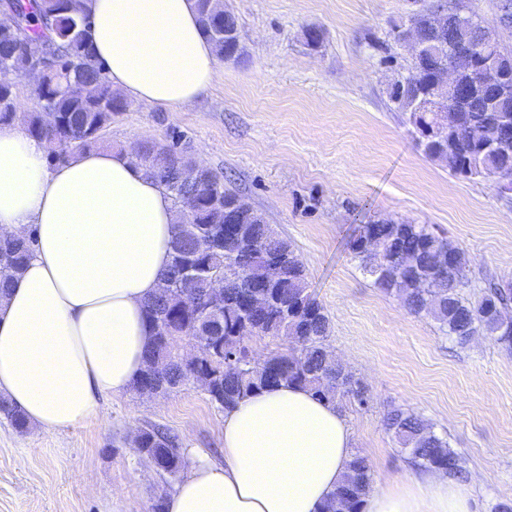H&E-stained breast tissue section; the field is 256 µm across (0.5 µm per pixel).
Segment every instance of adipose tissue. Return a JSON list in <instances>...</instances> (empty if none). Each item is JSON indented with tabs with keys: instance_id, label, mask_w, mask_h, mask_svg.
<instances>
[{
	"instance_id": "obj_1",
	"label": "adipose tissue",
	"mask_w": 512,
	"mask_h": 512,
	"mask_svg": "<svg viewBox=\"0 0 512 512\" xmlns=\"http://www.w3.org/2000/svg\"><path fill=\"white\" fill-rule=\"evenodd\" d=\"M90 49L113 88L176 109L213 83L217 58L195 0H91ZM167 192L127 151L49 166L45 141L0 125V229L32 235L31 257L0 297V394L42 431L101 419L130 391L150 339L145 302L177 231ZM224 461L187 459L165 512H322L354 453L337 406L282 384L224 414ZM362 512H472L465 485L415 471L368 493Z\"/></svg>"
}]
</instances>
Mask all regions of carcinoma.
Listing matches in <instances>:
<instances>
[{"instance_id": "1", "label": "carcinoma", "mask_w": 512, "mask_h": 512, "mask_svg": "<svg viewBox=\"0 0 512 512\" xmlns=\"http://www.w3.org/2000/svg\"><path fill=\"white\" fill-rule=\"evenodd\" d=\"M422 2L415 23L395 26L394 36L399 41L409 36L419 39L426 45V54L391 87L390 99L398 111L408 114L416 145L428 159L448 164L454 176L493 178L504 159L512 157V135L494 148L487 147L502 126L512 128V93L490 106L488 98L480 95L462 102L456 87L448 86V107L462 106L460 114L471 134L463 138L449 131L443 141L432 144L421 139L420 127L434 123L437 112L419 109V102L420 93L435 79V67L447 62L461 45L478 65L499 68L512 78V58L495 46L492 27L494 22L512 24V0H500L492 23L449 0L448 28L441 32L433 30L427 18L431 2ZM11 4L18 25L0 27V63L13 74L25 75L44 59L56 65V71L44 85L28 90L35 109L21 116L13 85L0 77V124L20 120L30 135L49 144V157L55 162L96 147L112 118L125 111L126 100L112 88L103 64L89 50L88 0H11ZM196 7L201 30L215 56L238 57L241 49L233 37L238 19L224 7V0H196ZM47 110L56 114L52 127L45 121ZM183 139L184 135L174 134L171 144L163 146L144 141L134 157L170 193L177 211L185 213V222L177 227L162 278L169 288L155 293L145 305L151 336L132 390L150 396L156 384L163 385L164 394L191 385L226 411L256 391L287 383L307 388L334 405L339 394L367 405L364 388L354 380L339 381L342 370L331 364L326 344L329 318L308 289V271L299 255L262 214L225 187L223 175L205 168L199 181H184L183 170L196 163ZM363 230L377 240L381 250L370 252L356 239L351 251L372 277L374 287L396 293L409 314L431 317L440 332L460 345L482 330L512 349V334H505L502 324L485 309L491 302L508 307L511 280L491 283L482 297L468 300L463 291L470 287L469 260L433 225L382 218ZM30 251L24 238L0 232L1 295L24 270ZM274 261L284 272L272 280L266 277L265 268ZM215 275L224 276V298L213 309L207 295L210 277ZM267 337L281 344L257 365L247 341ZM179 339L195 344L196 362L183 361L176 350ZM0 415L19 431L28 427L23 414L3 396ZM383 423L413 466L455 476L465 472V459L451 448L448 438L414 412L394 407L384 415ZM134 446L163 478L179 475L182 452L165 429L157 425L140 429ZM371 487L370 465L357 452L323 512H360L362 497Z\"/></svg>"}]
</instances>
